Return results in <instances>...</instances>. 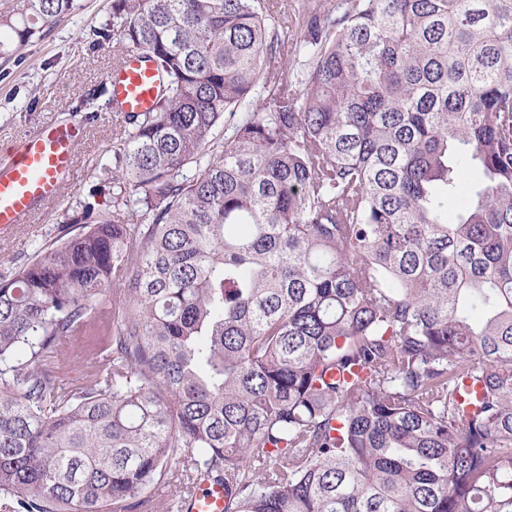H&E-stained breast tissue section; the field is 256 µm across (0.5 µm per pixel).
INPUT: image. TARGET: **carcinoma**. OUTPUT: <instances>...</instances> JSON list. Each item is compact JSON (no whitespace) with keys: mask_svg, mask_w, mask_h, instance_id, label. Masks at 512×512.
Masks as SVG:
<instances>
[{"mask_svg":"<svg viewBox=\"0 0 512 512\" xmlns=\"http://www.w3.org/2000/svg\"><path fill=\"white\" fill-rule=\"evenodd\" d=\"M277 8L93 30L162 92L122 114L112 209L0 274L8 512H182L203 480L224 512H512V0L301 4L283 69ZM75 9L18 0L0 55Z\"/></svg>","mask_w":512,"mask_h":512,"instance_id":"cac0c4a2","label":"carcinoma"}]
</instances>
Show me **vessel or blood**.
Segmentation results:
<instances>
[{
    "label": "vessel or blood",
    "mask_w": 512,
    "mask_h": 512,
    "mask_svg": "<svg viewBox=\"0 0 512 512\" xmlns=\"http://www.w3.org/2000/svg\"><path fill=\"white\" fill-rule=\"evenodd\" d=\"M112 100L125 112L153 108L161 91L154 67L137 55H129L124 66L109 77ZM82 126L48 124L25 137L7 159L0 161V234L30 222L39 208L55 200L61 182L73 166L82 139ZM190 512H224V487L202 483L188 501Z\"/></svg>",
    "instance_id": "obj_1"
}]
</instances>
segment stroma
Masks as SVG:
<instances>
[{
    "label": "stroma",
    "instance_id": "stroma-1",
    "mask_svg": "<svg viewBox=\"0 0 512 512\" xmlns=\"http://www.w3.org/2000/svg\"><path fill=\"white\" fill-rule=\"evenodd\" d=\"M79 7L44 39L34 41L10 58H0V149H9L44 124L81 123L85 136L78 149L76 180L60 200L43 205L33 222L0 237V273L15 270L36 245L55 239L58 227L79 199L111 163L112 144L124 124L102 86L112 69L121 66L126 46L95 44L93 30L112 20V0H77Z\"/></svg>",
    "mask_w": 512,
    "mask_h": 512
}]
</instances>
